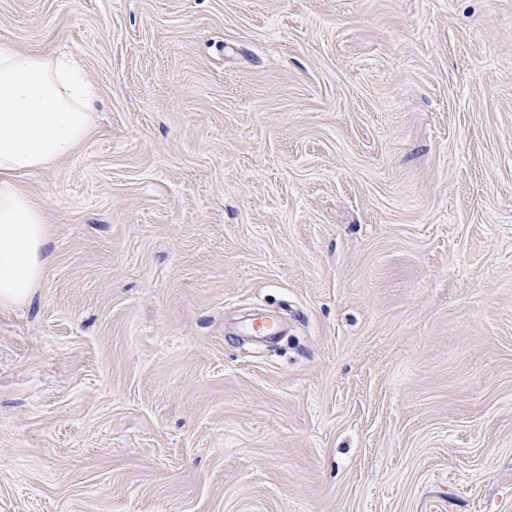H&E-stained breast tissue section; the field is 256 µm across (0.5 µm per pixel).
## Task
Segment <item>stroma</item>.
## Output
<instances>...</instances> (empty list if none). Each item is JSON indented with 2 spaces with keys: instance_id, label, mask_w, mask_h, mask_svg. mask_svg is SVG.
I'll use <instances>...</instances> for the list:
<instances>
[{
  "instance_id": "stroma-1",
  "label": "stroma",
  "mask_w": 512,
  "mask_h": 512,
  "mask_svg": "<svg viewBox=\"0 0 512 512\" xmlns=\"http://www.w3.org/2000/svg\"><path fill=\"white\" fill-rule=\"evenodd\" d=\"M2 45L100 103L26 179L0 512H512V0H0Z\"/></svg>"
}]
</instances>
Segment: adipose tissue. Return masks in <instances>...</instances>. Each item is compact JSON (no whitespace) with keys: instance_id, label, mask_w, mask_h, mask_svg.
<instances>
[{"instance_id":"obj_1","label":"adipose tissue","mask_w":512,"mask_h":512,"mask_svg":"<svg viewBox=\"0 0 512 512\" xmlns=\"http://www.w3.org/2000/svg\"><path fill=\"white\" fill-rule=\"evenodd\" d=\"M97 104L77 60L0 47V304L26 301L51 258L45 213L20 179L87 140Z\"/></svg>"}]
</instances>
